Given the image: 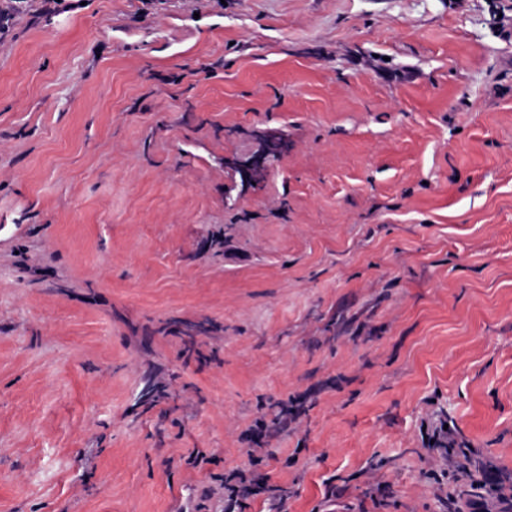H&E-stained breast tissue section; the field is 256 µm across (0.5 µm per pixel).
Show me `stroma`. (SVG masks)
I'll return each mask as SVG.
<instances>
[{
  "instance_id": "1",
  "label": "stroma",
  "mask_w": 512,
  "mask_h": 512,
  "mask_svg": "<svg viewBox=\"0 0 512 512\" xmlns=\"http://www.w3.org/2000/svg\"><path fill=\"white\" fill-rule=\"evenodd\" d=\"M69 3L0 0V512H220L312 387L285 512H440V412L511 471L512 0ZM268 141V152L265 156L260 157L248 163H236L243 178L253 180L267 168V163L271 157L282 154L286 148L285 136L280 132H270L266 135ZM312 392L305 391L288 398L287 401H280L276 406L279 407L277 422L280 432H288L292 423H296L299 417L306 414L310 405L307 406Z\"/></svg>"
}]
</instances>
